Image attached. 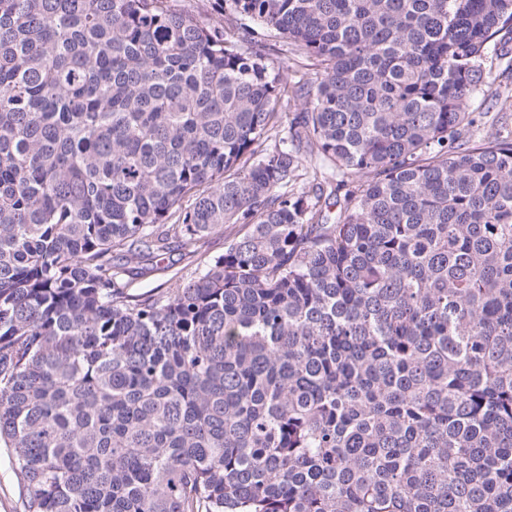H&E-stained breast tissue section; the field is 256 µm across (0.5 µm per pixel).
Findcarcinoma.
<instances>
[{"label": "carcinoma", "mask_w": 512, "mask_h": 512, "mask_svg": "<svg viewBox=\"0 0 512 512\" xmlns=\"http://www.w3.org/2000/svg\"><path fill=\"white\" fill-rule=\"evenodd\" d=\"M172 2L0 0L23 512H512V131L471 110L512 0ZM273 37L318 67L284 137ZM173 3L177 9L192 14L202 25L213 26L220 23L232 28V25L227 24V20L224 19V12L215 10L214 0H177ZM247 228L239 224H229L224 233L206 237L200 245L199 253L195 256H182L178 251L167 255L163 262L144 261L136 266L133 272L134 288L138 292L154 290L157 292H173L182 288L199 269L203 268L204 260L224 253V247L229 239L242 237Z\"/></svg>", "instance_id": "carcinoma-1"}]
</instances>
